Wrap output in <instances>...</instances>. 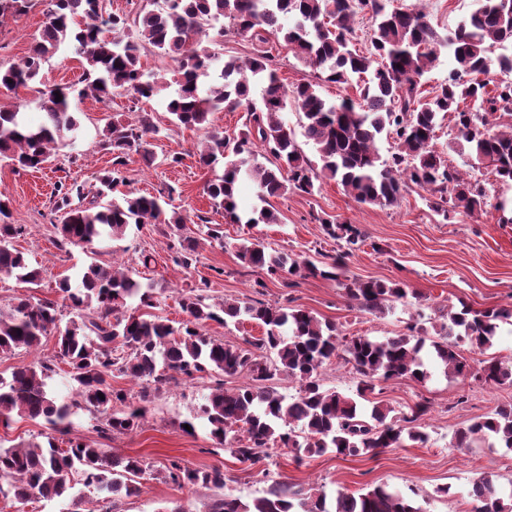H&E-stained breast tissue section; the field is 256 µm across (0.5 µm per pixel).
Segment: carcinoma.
I'll return each mask as SVG.
<instances>
[{"mask_svg":"<svg viewBox=\"0 0 512 512\" xmlns=\"http://www.w3.org/2000/svg\"><path fill=\"white\" fill-rule=\"evenodd\" d=\"M363 14L370 19L369 54L353 44L352 21ZM267 44L274 36L283 40L295 57L313 68L325 82L349 85L358 78L359 96L324 99L312 82L289 89L271 67L270 51L259 49L243 61L229 56L218 71L211 70L215 55L202 46L199 35L206 28ZM70 42L89 65L88 83L81 94L102 101L113 93L136 98L155 94L156 81L142 69L140 50L151 46L177 63L176 88L166 102L173 123L185 128H209L210 117L222 110L243 109L249 125L231 138L213 129L199 163L210 167L224 160V173L206 184L210 199L224 208L225 216L237 214L239 185L243 178L256 186L257 198L266 203L288 192L312 195L325 179L340 183L360 204L394 206L403 193L416 186L427 193L428 207L443 218L459 208L473 213L486 204V189L477 180L448 166V159L433 146L439 122L454 119L455 139L462 152L494 167L497 180L512 185V0H475V8L457 28L442 36L427 16L416 10L388 8V0H161L134 18L112 14L104 0H50L40 38L19 63L0 65V88L15 90L37 76L43 59ZM452 52L453 68L433 95L422 90L421 78L437 60L440 49ZM501 50L491 58L493 49ZM497 64L499 77L484 75ZM260 96L253 97L255 84ZM61 101H55L56 96ZM303 114V136L315 150L320 166L298 145L295 131L282 117L287 99ZM45 119L37 125L20 120L16 109H0V158L21 169H39L63 134L78 127L65 89L39 91L36 98ZM161 129L144 112L137 122L112 118L105 133L112 168L102 172L100 186L91 191L83 184L59 183L53 194L60 243L90 246L103 235L112 239L125 234L131 224L158 222L164 214L163 197L137 195L106 204L122 179L133 155L151 160L148 139ZM392 139L396 151L382 157L378 144ZM273 157L259 160V150ZM326 233L345 242L350 255L362 243L356 225L335 218L320 220ZM22 233L20 224H0V275L20 284L36 285L38 270L28 266L12 239ZM239 259L260 268L267 277L320 276L338 278L341 258L316 264L284 252H269L260 242L240 247ZM173 262L189 269L197 262L193 240L181 246ZM209 280L180 293L179 306L187 320L175 327L151 314L128 312L155 307L156 288L133 276L96 264L82 272L80 285L65 277L57 284L59 300L32 301L16 297L0 303V356L19 349L30 350L49 334L55 336V360L68 366L76 398L59 402L47 379L56 365L41 363L15 368L0 376V424L9 427L14 417L44 419L54 431L69 434L73 409L97 412L99 432L105 436L126 434L139 427L146 407L130 402L127 392L112 386L119 375L140 385L139 401L151 391L195 373L234 375L245 373L251 383L233 388L219 384L198 407L193 418L210 426L216 443L241 462L254 461L259 449L278 446L296 459L332 451L355 457L380 448H396L405 440L423 443L421 430L427 406L418 404L401 417L380 401L365 409L359 400L374 389V382L411 379L422 382L423 351L433 350L448 374L466 378L470 364L457 350L460 339L485 352L493 347L498 329L512 321V305L473 310L462 306L440 315L436 335L427 338L416 326L382 341L367 336H342L336 325L322 321L300 306L263 302H206ZM348 298L365 311H381L411 291L396 282L352 279L344 284ZM69 304L77 319L60 326L59 302ZM247 318L265 328V336L242 347L202 334L209 321L228 323ZM338 357L358 375L353 394L326 389L318 370ZM281 375L296 379L298 395L287 397L272 381ZM490 385H512V364L496 357L480 362L475 374ZM104 398H99L98 394ZM492 440L512 450V404L474 420L455 434V448H468L477 439ZM150 475L179 486L224 489V470L219 467L190 469L178 459L159 470L138 457L114 458L105 449L69 439L47 445L17 443L0 446V498L19 503L33 500L66 501L62 512H82L85 492L96 502L110 505L140 493V478ZM470 495L474 512H512V492L499 495L493 476L482 474ZM208 512H422L412 496L386 486L359 495L325 490L309 492L285 482L271 483L265 494L244 503L217 496Z\"/></svg>","mask_w":512,"mask_h":512,"instance_id":"1","label":"carcinoma"}]
</instances>
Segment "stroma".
Instances as JSON below:
<instances>
[{
	"instance_id": "stroma-1",
	"label": "stroma",
	"mask_w": 512,
	"mask_h": 512,
	"mask_svg": "<svg viewBox=\"0 0 512 512\" xmlns=\"http://www.w3.org/2000/svg\"><path fill=\"white\" fill-rule=\"evenodd\" d=\"M48 4L49 0H30L23 12L0 20V64L28 54L39 37ZM392 4L423 8L431 25L443 34L454 30L473 9V0H392ZM140 62L144 70L157 74L163 85L162 93L150 99L137 100L123 93L104 101L84 96L87 64L69 47L47 58L29 87L0 89V107H24L35 119L39 116L33 104L37 90L70 87V108L80 124L76 138L58 150L45 168L23 170L0 161V193L9 200V221L25 227L13 244L41 275L38 286L31 289L0 276V303L25 293L56 299L60 278L66 276L76 283L89 264L109 267L116 262L125 264L133 277L156 285L159 294L154 313L175 326L184 320L178 305L180 292L203 278L209 281V302L235 298L271 305L290 302L335 323L341 335L380 339L402 334L412 324L431 330L441 310L450 305L478 310L512 301V224L499 223L492 206L496 197L511 199L512 186L501 185L491 166H464L463 154L449 146L451 118L441 121L434 146L445 153L450 166L464 168L468 177L486 187L490 204L483 211L471 215L458 212L445 221L427 207L421 189L405 193L398 205L384 207L356 203L336 181L325 180L313 195L291 193L271 198L277 216L273 224L254 223L261 203L252 187H245L239 209L242 221L231 224L225 221L223 209L204 192L215 175L213 168L198 161L204 130L176 127L165 108V100L175 88L174 62L151 47L142 50ZM144 111L160 128L150 145L153 159L147 162L133 156L112 196L119 199L131 191L144 195L169 192V210L187 216V223L132 224L122 239H107L87 248H61L52 201L55 184L78 182L94 187L97 175L112 165L111 153L102 146L107 124L114 115L131 119ZM175 155L180 158L176 164L171 161ZM326 215L356 224L365 236L359 250L345 255L344 276L399 280L415 291V299L365 312L347 297L339 281L319 276L298 278L291 284L269 281L263 271L242 264L237 257L239 247L255 239L263 241L268 250L310 259L321 253L344 254L342 242L329 238L319 222ZM211 228L221 231V240L208 237ZM186 238L197 242V262L188 270L172 261L176 247ZM144 253L153 257L146 267L139 261ZM425 364L429 376L424 382L381 381L373 398L398 416L416 404H427L423 421L426 443L408 441L403 447L386 448L373 456L339 457L328 452L298 463L288 453L274 449L269 458L250 465L219 449L207 427L197 426L192 434L183 429V421L191 418L217 384L228 389L240 386L247 381L243 374L179 377L152 393L146 417L136 430L109 439L98 435L89 412L78 411L71 418L69 436L106 448L112 456L143 458L157 469L174 458L192 469L223 467L229 476L225 494L245 502L266 489L261 476L266 469L272 478L304 489L321 487L332 494L339 489L354 492L385 485L414 490L423 512H472L475 502L470 491L479 475L494 476L503 491L512 490V450L481 439L457 449L453 438L478 416L512 404V386L455 378L431 355ZM442 486L449 487V495L439 494ZM212 496L205 488L178 487L146 478L140 494L121 499L119 510L172 512L180 506L185 512H207Z\"/></svg>"
}]
</instances>
